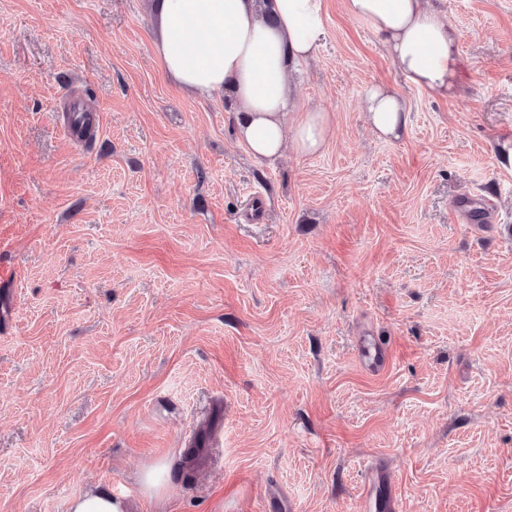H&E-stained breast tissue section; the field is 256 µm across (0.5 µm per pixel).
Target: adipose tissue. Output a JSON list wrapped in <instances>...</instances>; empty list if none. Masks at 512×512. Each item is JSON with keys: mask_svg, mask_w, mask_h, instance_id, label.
<instances>
[{"mask_svg": "<svg viewBox=\"0 0 512 512\" xmlns=\"http://www.w3.org/2000/svg\"><path fill=\"white\" fill-rule=\"evenodd\" d=\"M346 14L377 35L414 86L446 94L458 74V33L426 0H343ZM154 49L164 73L184 92H229L236 132L250 154L273 160L290 150L319 153L331 135L330 112L297 111L289 76L310 59L325 28V0H153ZM369 123L381 135L404 131L408 112L391 87L363 95Z\"/></svg>", "mask_w": 512, "mask_h": 512, "instance_id": "ef3b65f1", "label": "adipose tissue"}]
</instances>
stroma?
<instances>
[{
    "label": "stroma",
    "instance_id": "1",
    "mask_svg": "<svg viewBox=\"0 0 512 512\" xmlns=\"http://www.w3.org/2000/svg\"><path fill=\"white\" fill-rule=\"evenodd\" d=\"M437 6L442 96L326 0L291 89L333 136L261 163L223 96L165 77L147 0H0V512L93 486L135 512H354L371 463L399 512H512V0ZM375 84L399 138L364 119ZM66 97L99 115L89 146ZM367 120L381 136L398 137L408 121L404 99L393 88L385 85L369 86L363 95ZM356 350L361 366L373 374L383 372L392 360L390 345L366 333L357 337Z\"/></svg>",
    "mask_w": 512,
    "mask_h": 512
}]
</instances>
